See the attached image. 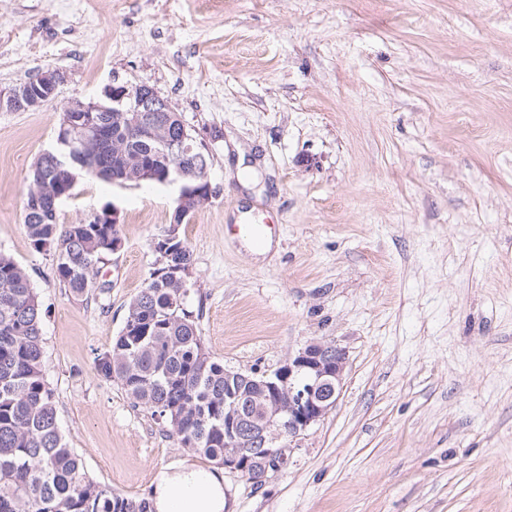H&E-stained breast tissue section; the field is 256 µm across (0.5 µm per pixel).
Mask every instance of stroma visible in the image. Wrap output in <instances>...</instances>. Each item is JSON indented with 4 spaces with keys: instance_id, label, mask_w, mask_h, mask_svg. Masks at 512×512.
<instances>
[{
    "instance_id": "1",
    "label": "stroma",
    "mask_w": 512,
    "mask_h": 512,
    "mask_svg": "<svg viewBox=\"0 0 512 512\" xmlns=\"http://www.w3.org/2000/svg\"><path fill=\"white\" fill-rule=\"evenodd\" d=\"M47 69L35 112H0V251L43 310L45 378L86 472L146 497L205 461L99 376L156 268L175 184L80 181L57 212L109 205V292L74 296L23 226L27 175L72 97L147 84L207 144L209 203L180 227L188 307L225 367L345 347L342 396L229 512H512V0H0V88ZM251 169L236 173L238 150ZM271 225L262 255L229 231Z\"/></svg>"
}]
</instances>
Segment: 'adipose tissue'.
Listing matches in <instances>:
<instances>
[{"label":"adipose tissue","instance_id":"1","mask_svg":"<svg viewBox=\"0 0 512 512\" xmlns=\"http://www.w3.org/2000/svg\"><path fill=\"white\" fill-rule=\"evenodd\" d=\"M150 499L154 512H225L227 508L222 472L190 464L159 470Z\"/></svg>","mask_w":512,"mask_h":512}]
</instances>
